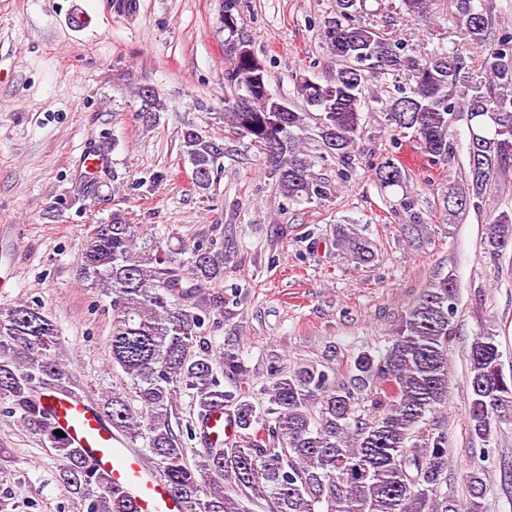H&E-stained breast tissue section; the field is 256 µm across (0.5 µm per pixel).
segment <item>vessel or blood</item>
<instances>
[{
    "instance_id": "1",
    "label": "vessel or blood",
    "mask_w": 512,
    "mask_h": 512,
    "mask_svg": "<svg viewBox=\"0 0 512 512\" xmlns=\"http://www.w3.org/2000/svg\"><path fill=\"white\" fill-rule=\"evenodd\" d=\"M46 405L71 445L79 448L93 465L111 472L113 482L130 496L136 512H184L182 504L170 495L158 470L124 439L113 436L92 398L85 394L78 397L52 394ZM204 426L212 440L226 439L233 433L220 410L212 412Z\"/></svg>"
}]
</instances>
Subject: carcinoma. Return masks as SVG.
Returning <instances> with one entry per match:
<instances>
[{"label": "carcinoma", "instance_id": "obj_1", "mask_svg": "<svg viewBox=\"0 0 512 512\" xmlns=\"http://www.w3.org/2000/svg\"><path fill=\"white\" fill-rule=\"evenodd\" d=\"M242 0H223L224 80L234 94L224 98L226 127L265 156L279 192L300 202L333 201L336 185L312 171L303 135L317 138L321 158L348 168L362 132L365 86L373 75L392 76L395 93L383 104L385 125L409 134L434 163L455 157L454 126L466 122L468 171L448 182L444 219L455 223L481 211L488 192L512 171V34L491 39L494 17L485 0H399L384 24L365 17L382 14L383 0H335L319 36L336 57L324 83L301 76L297 94L305 107L280 111L283 101L269 90L266 65L242 27ZM448 5L451 30L462 41L489 44L477 64L455 46L425 55L407 53L393 34L398 20L428 22ZM245 45L248 51L237 49ZM136 97L141 112H163L156 92ZM183 153L207 179L210 190L224 147L195 126L181 132ZM407 169L390 151L375 167L380 188L405 186ZM408 231L426 229L414 200L402 198ZM138 226L121 209L84 238L78 278L111 298L109 349L112 370L128 378L127 389L108 390L97 404L105 420L131 447L143 442L148 460L164 476L185 512H250L265 501L269 512H484L483 468L466 472L468 497L448 485V440L444 432L412 442L429 414L448 403V342L453 335L457 285L453 275L432 282L407 309L381 354L361 351L350 375L336 380L329 367L303 363L293 369L269 366L263 388L268 406L249 399L251 370L231 342L213 353L207 329L213 315L230 313L238 291L227 296L216 284L234 249L181 242L138 245ZM495 258L512 249V212L491 214L483 241ZM336 248L364 265L376 257L374 244L345 224L336 226ZM56 325L37 302L0 305V403L27 429L40 435L62 461L60 479L86 512H133L109 473L93 467L68 438L55 433L45 396L79 390L59 357ZM495 335L477 336L467 352L470 401L467 425L484 442L493 425L512 419V372L504 371ZM223 367L218 377L215 364ZM231 385L226 387L222 380ZM191 395L196 416L191 438L215 409L225 410L236 438L213 444L189 460L173 426L181 396ZM370 398L374 417L359 414Z\"/></svg>", "mask_w": 512, "mask_h": 512}]
</instances>
